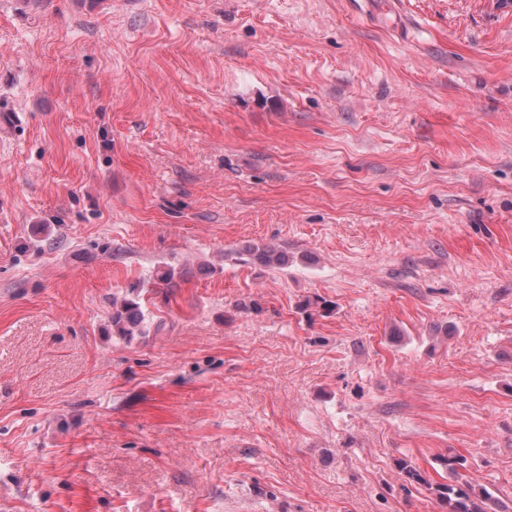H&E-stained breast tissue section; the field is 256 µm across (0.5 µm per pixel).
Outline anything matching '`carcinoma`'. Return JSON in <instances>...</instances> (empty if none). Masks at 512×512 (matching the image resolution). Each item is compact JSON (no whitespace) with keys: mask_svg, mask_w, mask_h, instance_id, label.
Returning <instances> with one entry per match:
<instances>
[{"mask_svg":"<svg viewBox=\"0 0 512 512\" xmlns=\"http://www.w3.org/2000/svg\"><path fill=\"white\" fill-rule=\"evenodd\" d=\"M248 253L263 267L270 270H283L288 267V252L271 246L253 247ZM176 269L164 264L155 270L154 281L168 288L174 286ZM141 293L130 291V296L113 306L112 333L131 340L143 334L144 313L140 303ZM442 465L448 469V482L430 483L413 462L402 457L396 460V467L410 481L427 487L436 496L446 512H489L488 504L495 499L486 488L469 481L461 470L465 460L459 455L440 457Z\"/></svg>","mask_w":512,"mask_h":512,"instance_id":"carcinoma-1","label":"carcinoma"}]
</instances>
